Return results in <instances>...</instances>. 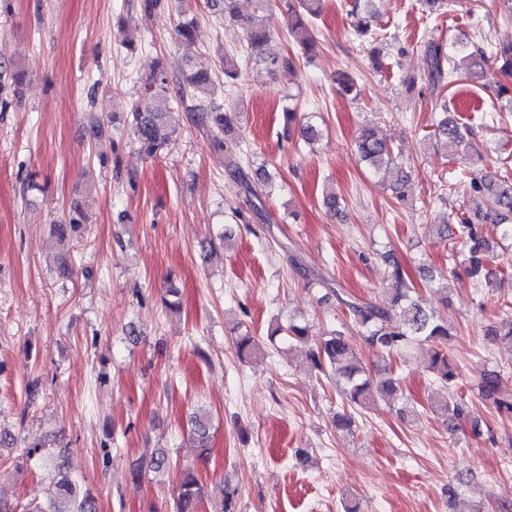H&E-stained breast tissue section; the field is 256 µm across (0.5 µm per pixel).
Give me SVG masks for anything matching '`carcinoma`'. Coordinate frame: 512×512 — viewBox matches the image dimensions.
I'll use <instances>...</instances> for the list:
<instances>
[{
    "label": "carcinoma",
    "instance_id": "1",
    "mask_svg": "<svg viewBox=\"0 0 512 512\" xmlns=\"http://www.w3.org/2000/svg\"><path fill=\"white\" fill-rule=\"evenodd\" d=\"M288 15V32L296 37L305 50L312 49L316 40L310 33L322 12V0H281ZM372 0H356L350 16L357 34L366 43L381 41L380 35L372 30L370 5ZM224 16L239 23L244 31L245 41L254 60L263 63L271 70H291L296 64L295 58L284 56H268L265 45L269 39V30L263 22L267 12L271 10V0H253V11L250 16L240 14L237 0H222ZM499 62V73L512 78V43L503 46L495 53ZM425 61L431 85L441 88L454 82L458 75L470 80H483L487 86H494L498 92L507 90V86L499 81H487V58L482 48L472 51L462 49L457 56H449L443 44L434 38L426 41ZM210 84V76L201 71L187 78V83L179 88L181 95L200 97ZM170 92L168 77L162 71L152 74L143 84L141 97L144 103L138 105L130 113V128L139 153L153 157L160 152L169 135L176 132L173 113L160 107V101ZM193 121L198 126L213 132L215 145L229 157L227 173L239 186L248 201L250 211L258 220L266 219L264 199L268 197L266 189L272 186V175L267 169L258 167L246 170L238 161L241 149L237 143H228L217 136L224 131V115L221 108L211 103H203L193 110ZM433 139L442 143L445 148L460 147L469 137L474 135L473 129L459 123L456 118L443 108L440 117L433 123ZM357 152L373 175L392 170L396 173V184L404 185L408 181L407 172L396 161L393 149L385 140L370 130L361 131L356 139ZM471 189L477 194L492 198L490 221L504 228V235L512 236V177L504 173L476 176L471 181ZM73 214L65 221L55 225L60 236L76 233L86 223V216L80 205L72 207ZM462 232L466 234L467 249L464 261L472 273H478L494 257L495 246L479 231L478 224L470 217L460 218ZM305 280L310 284L319 285L335 297L349 323H343L335 329H327L316 335L311 334L310 326L289 321L277 324L271 329L270 337L283 336L290 346L297 344L312 345L307 356L312 367L320 373H331L344 379V390L348 402L366 409L375 404L376 400L385 396H395L399 390L398 379L391 368H386L374 377L363 365L357 348L358 339L363 341L376 354L385 358L405 357L412 352L421 355L423 371L448 389L457 382L459 373L452 364L448 352V324L441 322L419 301L410 295L411 288L404 279L402 267L393 262L390 264L389 280L394 287V296L386 307L375 302L355 297L333 284L323 275L303 269ZM492 336L508 351L512 352V306L502 310L499 326L493 330ZM234 346L239 357H247L259 350V343L248 333L235 338ZM479 394L490 401L500 413H512V394L501 390L500 375L493 371L482 378L477 385ZM431 407L441 411L448 417V429L453 431L463 422L467 415V405L463 400L441 396L436 398ZM192 432L200 448V457L204 460L210 456L211 423L208 415H196L191 421ZM172 469V461L163 449L154 452L149 462V470L163 475ZM47 506H35L33 512H97L93 498L88 495L78 497L76 481L58 466V471L48 489ZM219 499V512H236L235 500L237 492L219 485L207 492L194 474L185 469L181 472V480L177 488V497L173 501V512H198L199 504L206 498Z\"/></svg>",
    "mask_w": 512,
    "mask_h": 512
}]
</instances>
